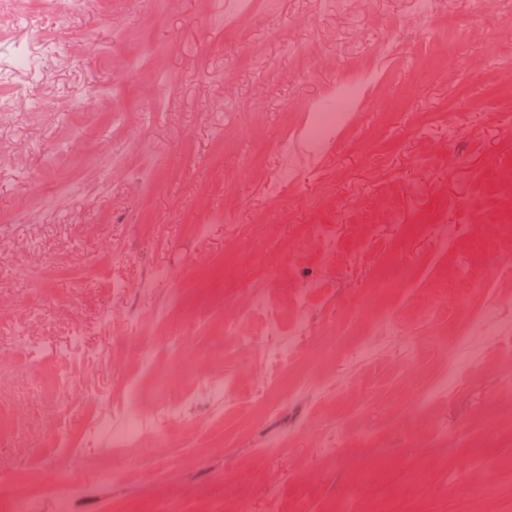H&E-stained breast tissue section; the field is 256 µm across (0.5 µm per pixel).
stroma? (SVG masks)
Returning a JSON list of instances; mask_svg holds the SVG:
<instances>
[{
  "label": "stroma",
  "instance_id": "1",
  "mask_svg": "<svg viewBox=\"0 0 512 512\" xmlns=\"http://www.w3.org/2000/svg\"><path fill=\"white\" fill-rule=\"evenodd\" d=\"M504 51L505 0L432 15L414 0H80L65 16L36 0L23 26L0 12V62L30 59L0 75V512L27 495L56 512L66 489L41 475L62 444L92 486L70 512H154L173 485L178 512H267L272 487L281 512H512V345L473 330L451 396L391 405L459 360L448 338L471 311L512 323L497 275L512 263V66L487 67ZM365 69L376 82L308 157V112ZM434 222L462 231L445 247ZM316 224L340 225L343 247ZM244 281L303 336L297 397L267 382L274 339L243 313ZM234 317L258 348L215 354ZM78 331L85 351L62 356ZM21 332L46 353H12ZM179 368L186 400L166 417L154 376ZM130 419L135 444L99 428Z\"/></svg>",
  "mask_w": 512,
  "mask_h": 512
}]
</instances>
